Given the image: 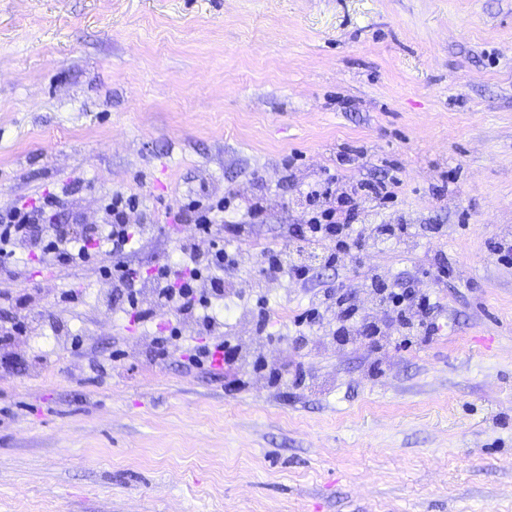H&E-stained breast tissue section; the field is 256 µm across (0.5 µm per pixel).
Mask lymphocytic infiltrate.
<instances>
[{"mask_svg": "<svg viewBox=\"0 0 512 512\" xmlns=\"http://www.w3.org/2000/svg\"><path fill=\"white\" fill-rule=\"evenodd\" d=\"M55 197H45L37 208L13 207L0 214V258L12 259L20 245L38 248L57 265L64 268L97 267L103 279L120 288L125 298L127 312L137 319H150L155 310L170 308L179 317L194 319L205 330H212L214 321L211 309L224 298L221 277L224 272L238 265L234 251L219 245L217 239L221 227L212 217L211 208L194 201L189 205L196 224L194 236L183 239L179 250L183 264L175 266L162 263L151 274L154 298L144 304L136 272L123 261L124 255L138 242L142 227L128 223V211L139 205L136 195H113L107 206L111 223L91 224L78 230L64 224H40L44 211L54 206ZM352 210L330 207L312 217L308 224L300 226L284 247L265 248L267 257L264 273L271 278L287 276L299 281L308 280L310 269L299 258V251L309 246H321L326 250V264H335L340 253L358 245L359 231L351 220ZM208 241L207 249H200V241ZM111 254V263H103V254ZM380 306L396 313L403 322H417L425 332H432L434 323L424 315L432 308L427 295L416 296L399 293L371 281Z\"/></svg>", "mask_w": 512, "mask_h": 512, "instance_id": "obj_1", "label": "lymphocytic infiltrate"}]
</instances>
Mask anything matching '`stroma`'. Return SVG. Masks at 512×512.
Instances as JSON below:
<instances>
[{
    "instance_id": "obj_1",
    "label": "stroma",
    "mask_w": 512,
    "mask_h": 512,
    "mask_svg": "<svg viewBox=\"0 0 512 512\" xmlns=\"http://www.w3.org/2000/svg\"><path fill=\"white\" fill-rule=\"evenodd\" d=\"M393 180L357 221L410 225L413 247L272 281L273 341L231 296L154 358L172 311L137 321L97 268L20 248L0 512H512V0H0V211L52 194L46 223L104 224L137 195L130 223L154 221L124 260L146 275L195 233L170 212L221 199L247 227L224 278L254 282L313 209ZM374 276L431 294L435 333L376 307ZM329 288L372 335L296 332ZM225 336L233 364L190 363Z\"/></svg>"
}]
</instances>
